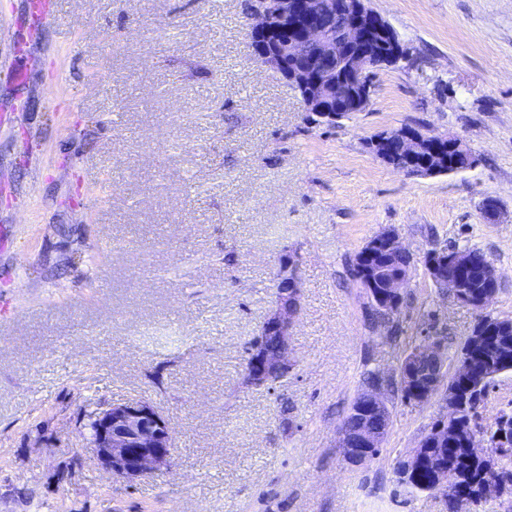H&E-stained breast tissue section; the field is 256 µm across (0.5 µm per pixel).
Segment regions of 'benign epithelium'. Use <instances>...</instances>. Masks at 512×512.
<instances>
[{
    "label": "benign epithelium",
    "instance_id": "benign-epithelium-1",
    "mask_svg": "<svg viewBox=\"0 0 512 512\" xmlns=\"http://www.w3.org/2000/svg\"><path fill=\"white\" fill-rule=\"evenodd\" d=\"M249 32L255 56L276 73L295 81L300 102L317 123L334 125L339 113L351 106L366 108L372 99L376 72L398 63L403 46L391 25L365 0H253ZM391 136L398 138L400 150L395 159L382 152L376 155L388 164L415 176L455 173L474 166L471 154L459 155L463 139L423 133L402 128L372 139L376 147ZM404 252L398 232L385 229L363 250L361 259L369 261L376 250ZM432 281L441 293L482 312L499 291L500 279L491 260L476 274L479 290L466 295L460 279L448 271V264L472 268L467 251L448 260V250L433 248L424 256ZM410 273L392 277L377 298L397 310L402 306L404 288ZM302 281L300 256L288 253L274 276L272 309L263 322L259 336L248 352L249 372L264 379L270 367L263 353L270 337L280 346L276 360L282 372L291 367V335L301 311ZM448 362L444 345L437 336L428 337L413 350L399 369L403 389L414 395L418 406L437 398L447 409L446 419L458 415L462 399L459 390L447 381ZM379 380L358 394L352 426L338 429V447L353 463L362 465L373 458L389 433L392 412L387 399L386 381ZM90 448L97 463L115 477L141 479L170 464L174 453V435L170 421L154 405L145 401L112 403L92 418ZM438 441H448V433L438 427L428 432L411 454L397 462V471L405 479L426 464L434 477L437 492L453 499L456 489L448 483L444 464L429 458L425 449Z\"/></svg>",
    "mask_w": 512,
    "mask_h": 512
}]
</instances>
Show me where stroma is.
Segmentation results:
<instances>
[{
    "label": "stroma",
    "instance_id": "35a3bbf8",
    "mask_svg": "<svg viewBox=\"0 0 512 512\" xmlns=\"http://www.w3.org/2000/svg\"><path fill=\"white\" fill-rule=\"evenodd\" d=\"M26 3L0 0V512H446L395 475L439 401L390 391L380 455L337 446L367 373L400 365L349 265L386 228L419 259L478 249L512 318V0H368L406 54L331 127L255 58L246 0H57L38 27ZM401 128L462 138L475 167L384 163L368 142ZM291 249L293 369L251 387ZM478 318L413 268L401 342L431 331L453 367ZM127 400L174 431L169 466L132 483L85 429Z\"/></svg>",
    "mask_w": 512,
    "mask_h": 512
}]
</instances>
